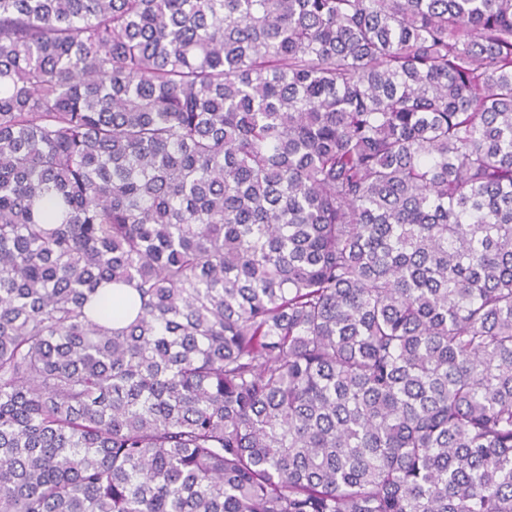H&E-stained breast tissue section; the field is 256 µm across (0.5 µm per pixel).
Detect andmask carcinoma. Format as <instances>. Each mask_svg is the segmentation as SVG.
<instances>
[{
    "label": "carcinoma",
    "instance_id": "1",
    "mask_svg": "<svg viewBox=\"0 0 512 512\" xmlns=\"http://www.w3.org/2000/svg\"><path fill=\"white\" fill-rule=\"evenodd\" d=\"M0 512H512V0H0Z\"/></svg>",
    "mask_w": 512,
    "mask_h": 512
}]
</instances>
